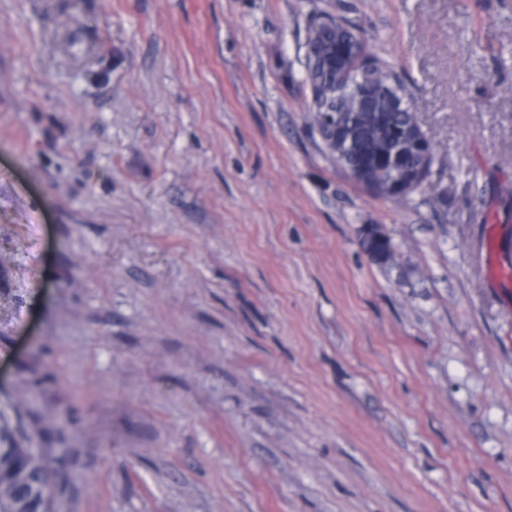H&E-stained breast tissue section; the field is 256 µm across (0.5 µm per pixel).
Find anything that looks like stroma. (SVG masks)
Returning a JSON list of instances; mask_svg holds the SVG:
<instances>
[{"instance_id": "35a3bbf8", "label": "stroma", "mask_w": 512, "mask_h": 512, "mask_svg": "<svg viewBox=\"0 0 512 512\" xmlns=\"http://www.w3.org/2000/svg\"><path fill=\"white\" fill-rule=\"evenodd\" d=\"M319 15L414 98L402 203L309 119ZM4 251L56 512H512V0H0ZM361 236L362 240L366 243L368 258L370 257L371 260L377 263H384L386 261L384 252L380 251L375 246L379 241L385 242V239H387L390 261L392 260L391 263L394 261V248L392 240L388 236L385 237L379 226L376 224L365 226Z\"/></svg>"}]
</instances>
